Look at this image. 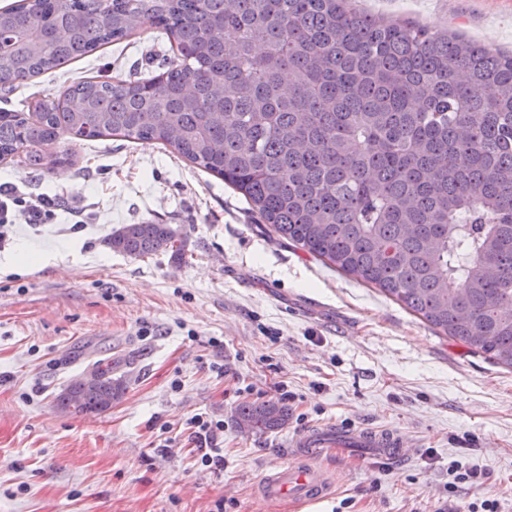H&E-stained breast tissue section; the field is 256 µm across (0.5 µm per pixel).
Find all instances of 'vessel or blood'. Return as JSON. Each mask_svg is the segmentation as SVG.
<instances>
[{
	"instance_id": "obj_1",
	"label": "vessel or blood",
	"mask_w": 512,
	"mask_h": 512,
	"mask_svg": "<svg viewBox=\"0 0 512 512\" xmlns=\"http://www.w3.org/2000/svg\"><path fill=\"white\" fill-rule=\"evenodd\" d=\"M296 448H370L382 459L402 462L412 458L417 448L407 433L394 429L356 428L323 432L305 430L292 441ZM327 487L326 474L314 464L300 463L269 477L261 498L271 502L286 498L319 500Z\"/></svg>"
}]
</instances>
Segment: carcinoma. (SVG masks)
<instances>
[{"label":"carcinoma","instance_id":"1","mask_svg":"<svg viewBox=\"0 0 512 512\" xmlns=\"http://www.w3.org/2000/svg\"><path fill=\"white\" fill-rule=\"evenodd\" d=\"M146 26L176 46L162 72L0 109V161L23 151L40 171L64 133L169 146L257 223L512 368V53L353 0H18L0 9V91ZM105 244L182 251L169 224H125ZM91 371L58 409L112 407L123 380ZM236 418L263 434L288 408L243 404Z\"/></svg>","mask_w":512,"mask_h":512}]
</instances>
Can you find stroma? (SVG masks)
Instances as JSON below:
<instances>
[{"instance_id": "1", "label": "stroma", "mask_w": 512, "mask_h": 512, "mask_svg": "<svg viewBox=\"0 0 512 512\" xmlns=\"http://www.w3.org/2000/svg\"><path fill=\"white\" fill-rule=\"evenodd\" d=\"M363 5L512 50V0ZM171 54L146 28L27 81L7 107L33 111L87 75L151 77ZM54 151L64 164L37 172L0 163V185L58 203L54 223H17L0 246V512H468L486 499L512 512V368L255 223L241 194L172 149L66 134ZM151 221L184 240L182 261L106 246L122 225ZM24 247L49 263L18 269ZM96 362L124 381L111 409L57 411ZM281 385L287 425L241 430L237 408L278 400ZM197 414L224 423L221 467L200 462ZM344 427L399 429L418 451L399 464L368 448L319 454L326 498L260 500L265 477L293 465L299 430ZM452 459L485 479L452 484Z\"/></svg>"}]
</instances>
